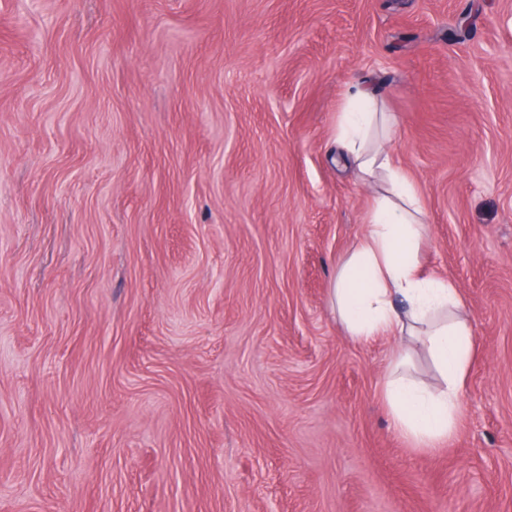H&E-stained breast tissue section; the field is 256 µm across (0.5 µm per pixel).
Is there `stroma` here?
<instances>
[{
	"label": "stroma",
	"instance_id": "stroma-1",
	"mask_svg": "<svg viewBox=\"0 0 512 512\" xmlns=\"http://www.w3.org/2000/svg\"><path fill=\"white\" fill-rule=\"evenodd\" d=\"M358 84L478 343L434 450L328 304ZM0 512H512V0H0Z\"/></svg>",
	"mask_w": 512,
	"mask_h": 512
}]
</instances>
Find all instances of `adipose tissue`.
Wrapping results in <instances>:
<instances>
[{
  "instance_id": "1",
  "label": "adipose tissue",
  "mask_w": 512,
  "mask_h": 512,
  "mask_svg": "<svg viewBox=\"0 0 512 512\" xmlns=\"http://www.w3.org/2000/svg\"><path fill=\"white\" fill-rule=\"evenodd\" d=\"M391 128V116L379 110L366 87L351 93L339 114L337 142L358 180L382 183L384 190L367 216L366 232L336 272L332 303L355 341L407 335L428 353L440 375L438 386L408 376L411 351L400 345L392 353L383 397L398 432L433 449L455 433L476 342L457 289L428 274L419 260L425 211L407 175L377 143Z\"/></svg>"
}]
</instances>
